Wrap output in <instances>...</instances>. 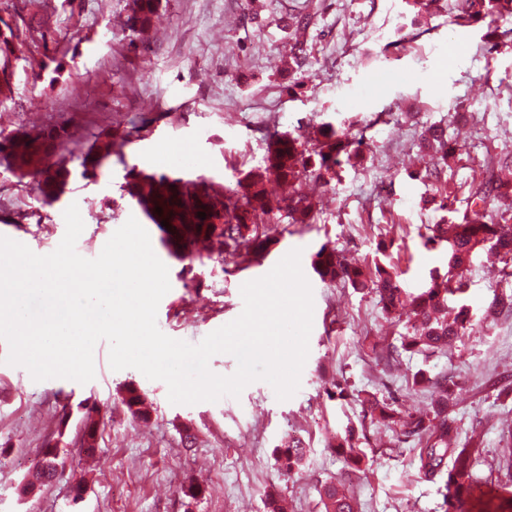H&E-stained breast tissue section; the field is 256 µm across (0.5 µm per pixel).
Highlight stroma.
Masks as SVG:
<instances>
[{
    "instance_id": "stroma-1",
    "label": "stroma",
    "mask_w": 512,
    "mask_h": 512,
    "mask_svg": "<svg viewBox=\"0 0 512 512\" xmlns=\"http://www.w3.org/2000/svg\"><path fill=\"white\" fill-rule=\"evenodd\" d=\"M130 2L0 0V32L9 26L20 35L12 54H0L13 88L0 101V134L61 123L71 133V177L53 205L0 158V236L50 254L74 203L84 221L76 250L93 259L129 217L142 215L123 189L128 167L159 172V155L180 149L175 169L183 177L203 175L231 188L240 173L262 165L268 130L310 135L324 122L350 126L369 148L330 185L309 182L315 223L281 219L274 226L279 243L262 263L242 248L187 283L182 262L162 246L156 226H146L171 284L157 325L191 344L241 314L245 282L301 249L314 309L292 398L277 400L268 383L256 381L237 398L174 405L164 382L132 368L112 370L104 340L94 349L92 381L37 382L4 363L8 347L0 341V512H266L270 492L286 499L288 512H321L322 486L340 477L358 512H444L445 481L419 479L416 441H396L379 423L365 426L369 463L352 474L330 448L334 435L362 424L366 395L395 399L410 414L427 409L433 388L409 386L420 370L453 377L457 442H476L478 476L504 479L498 465L501 436L512 429V314L484 316L494 294H512L500 256L479 251L459 297L483 317L482 326L448 349L387 362L376 360L375 348L400 345L411 319L386 314L371 289L323 283L311 257L329 240L347 259L370 261L386 238L408 293L447 275V246L430 250L420 238L443 212L435 187L410 177L432 162L418 139L424 127L445 128L460 147L451 181L465 188L497 155L512 152V41L487 52L496 21L456 24L455 0H432L418 15L406 0H159L156 25L144 37L126 26ZM297 12L311 17L301 35L291 20ZM299 40L306 59L297 68L288 57ZM108 129L130 139L102 175L83 178L81 153ZM337 380L349 395L328 399ZM130 384L151 402L149 422L122 405ZM90 405L98 440L89 461L79 438ZM187 430L195 438L190 448L182 443ZM289 436L301 437L309 452L286 475L274 450ZM49 446L61 449L65 468L23 496L24 480ZM77 482L85 497L76 504L70 488ZM192 484L202 491L195 499L183 493Z\"/></svg>"
}]
</instances>
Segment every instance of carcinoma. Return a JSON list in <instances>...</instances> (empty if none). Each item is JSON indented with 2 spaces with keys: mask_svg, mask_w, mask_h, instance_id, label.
Wrapping results in <instances>:
<instances>
[{
  "mask_svg": "<svg viewBox=\"0 0 512 512\" xmlns=\"http://www.w3.org/2000/svg\"><path fill=\"white\" fill-rule=\"evenodd\" d=\"M129 21L139 35L147 34L157 15L158 0H132ZM502 20L512 18V0H456V19L464 24H475L487 17ZM71 134L66 125H53L35 133L22 132L0 139V152L7 153L10 168L22 177H29L36 185L44 204L57 201L70 171L63 160V152ZM424 147L437 158L433 167L413 174L422 182H429L440 193V208L453 214L451 199L458 189L448 181V160L455 157L458 147L445 131L436 127L425 130ZM114 142L107 137L94 141L80 157L82 176L97 175L112 157ZM366 144L353 136L349 129H337L330 123L322 126L321 139L310 143L301 134L276 132L268 139L263 165L249 170L237 180L236 188L223 191L206 177L194 179L161 174H143L128 170L124 190L136 201L144 215L160 232L162 246L179 261L193 255V247L204 240L210 250L207 257H198L224 263V253L246 247L256 260L265 259L279 243V239L260 229L270 224L281 211H286L295 224L315 223L316 203L304 191L302 179L312 176L326 183L336 178L341 157L346 161L364 159ZM279 181L288 185V197L271 198L267 183ZM469 207L461 220L425 226L421 235L424 247L442 243L448 245V273L456 281L433 282L431 287L411 295L402 288L399 272L390 263L353 265L327 241L312 255L311 266L325 284L342 283L356 289L371 288L379 297L385 312L400 310L414 320L411 335L403 338L401 349L415 352L419 349L434 352L448 347V343L463 336L478 325L469 306H448V297L465 292V273L473 257L485 247L512 257V184L500 180L493 166L484 168L479 180L469 189ZM491 203L495 209H488ZM162 208L157 213L156 208ZM206 213L201 219L198 213ZM169 222V227L161 225ZM121 403L136 418H145L149 407L137 388L127 389ZM363 419L370 422L392 420L401 413L395 402L380 400L372 395L362 400ZM365 428H348L336 439L333 452L343 458L347 472L361 468L364 455L359 440L365 437ZM455 433L454 385L443 378L437 382L436 397L426 413L404 416L403 429L397 434L402 442L410 438L421 448L418 454V475L433 480L444 474L445 512H512V433L502 448L503 464L509 482L492 484L495 491L484 490L485 484L473 479L476 449L453 446ZM307 454L305 441L296 436L286 438L276 449L277 461L285 472L302 465ZM323 512H357L355 499L346 494L344 483L330 482L320 493Z\"/></svg>",
  "mask_w": 512,
  "mask_h": 512,
  "instance_id": "1",
  "label": "carcinoma"
}]
</instances>
